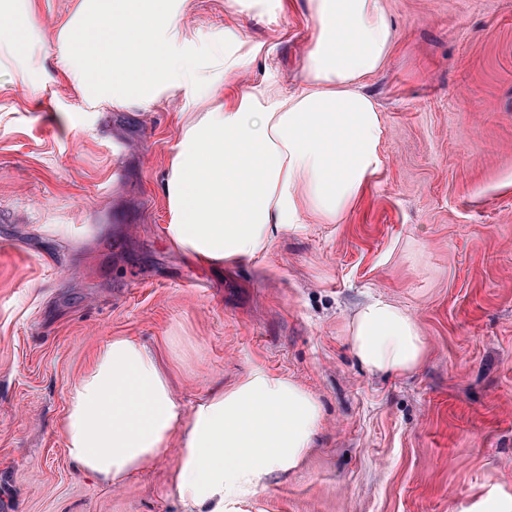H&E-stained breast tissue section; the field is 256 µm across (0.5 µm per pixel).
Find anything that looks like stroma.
I'll return each mask as SVG.
<instances>
[{
  "instance_id": "stroma-1",
  "label": "stroma",
  "mask_w": 512,
  "mask_h": 512,
  "mask_svg": "<svg viewBox=\"0 0 512 512\" xmlns=\"http://www.w3.org/2000/svg\"><path fill=\"white\" fill-rule=\"evenodd\" d=\"M79 0H39L26 56L0 66V505L6 512H182L165 449L120 487L69 458V385L112 337L159 354L191 409L255 368L323 405L304 463L229 512H488L512 502V0H384L393 49L368 87L383 169L337 224L283 232L261 258L203 266L168 244L172 115L94 110L47 54ZM272 47L295 88L313 34L301 5L192 0L202 72L225 25ZM384 295L425 340L421 364L372 374L344 331Z\"/></svg>"
}]
</instances>
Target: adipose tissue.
<instances>
[{
    "label": "adipose tissue",
    "instance_id": "adipose-tissue-1",
    "mask_svg": "<svg viewBox=\"0 0 512 512\" xmlns=\"http://www.w3.org/2000/svg\"><path fill=\"white\" fill-rule=\"evenodd\" d=\"M306 7L314 32L292 93L271 68L225 92L265 53L235 27L215 45L223 69L199 74L175 43L190 0L177 11L170 0H80L58 30L61 73L95 105L147 108L181 94L208 102L203 112H177L178 142L163 181L164 236L202 264L254 260L308 216L340 222L382 169L386 128L365 87L394 42L384 0H306ZM37 11V0H21L9 15L0 61L28 45ZM347 339L373 374L413 371L425 353L413 316L383 296L352 311ZM322 418L316 396L262 369L184 412L157 354L116 336L70 384L63 435L73 462L116 487L178 440L172 483L184 512H224L225 502L256 494L270 473L297 468Z\"/></svg>",
    "mask_w": 512,
    "mask_h": 512
}]
</instances>
